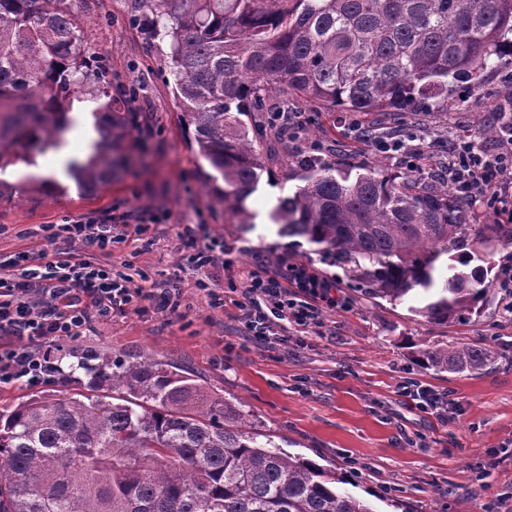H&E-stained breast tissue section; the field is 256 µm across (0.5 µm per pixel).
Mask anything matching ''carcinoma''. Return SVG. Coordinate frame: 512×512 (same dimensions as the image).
<instances>
[{
  "label": "carcinoma",
  "instance_id": "carcinoma-1",
  "mask_svg": "<svg viewBox=\"0 0 512 512\" xmlns=\"http://www.w3.org/2000/svg\"><path fill=\"white\" fill-rule=\"evenodd\" d=\"M84 0H0V173L54 151L73 101L92 111L97 139L67 176L86 193L127 164L123 102L86 65ZM169 40L173 97L216 192L251 223L256 191L288 96L323 112L397 110L415 116L456 104L450 81L512 55V0H133ZM302 181L273 214L279 233L319 246L367 297L401 302L437 326L464 324L494 292L477 249L512 244L511 224H478L448 180L419 170L354 172L311 154ZM30 174L0 179V199L45 193ZM436 373L493 365L488 346L415 345ZM94 395L33 398L0 413V512H373L317 463L252 431L239 407L201 390L183 367L90 354Z\"/></svg>",
  "mask_w": 512,
  "mask_h": 512
}]
</instances>
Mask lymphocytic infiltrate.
Instances as JSON below:
<instances>
[{"instance_id":"obj_1","label":"lymphocytic infiltrate","mask_w":512,"mask_h":512,"mask_svg":"<svg viewBox=\"0 0 512 512\" xmlns=\"http://www.w3.org/2000/svg\"><path fill=\"white\" fill-rule=\"evenodd\" d=\"M499 133L493 146L470 141L456 147L444 172L460 196L477 208H496L503 193H512V111L497 110ZM498 187L487 195V187ZM45 239L55 245V257L18 252L0 259V383L24 379L39 383L61 339L82 335L93 318L139 309L152 303L159 312L175 305L178 278L149 285L132 275L99 263L111 256L113 244L142 237L146 217L136 223H115L112 214L67 217L42 225ZM211 305H233L249 335L264 342L272 322L301 329L322 327L323 310L339 307L333 284L297 264L272 272L258 266L244 272L240 285L222 292L198 281Z\"/></svg>"}]
</instances>
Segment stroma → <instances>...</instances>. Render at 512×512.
Here are the masks:
<instances>
[{
	"mask_svg": "<svg viewBox=\"0 0 512 512\" xmlns=\"http://www.w3.org/2000/svg\"><path fill=\"white\" fill-rule=\"evenodd\" d=\"M83 45L90 64L104 62L107 81L126 92L129 163L111 184L88 194L69 184L50 199L0 200V253L54 254L36 236L41 224L67 216L99 214L113 205L132 215H159L150 225L154 244L143 252L133 242L112 248L114 269L139 270L151 280L180 276V307L172 315L153 308L96 319L79 336L61 339L47 381L0 384V412L35 396L86 394L90 376L78 364L88 351L126 362L172 361L192 373L203 390L239 403L257 431L286 451L311 459L336 476L375 512H512V314L489 306L466 324L437 326L412 315L407 304L361 296L343 271L331 266L317 245L282 236L270 218L280 198L300 184L289 177L286 151L319 148L323 157L362 168L392 166L361 128L372 124L393 136L406 135V118L353 112H317L293 101L301 128L295 140L277 147L256 192L246 201L250 225L238 224L210 188L212 170L192 143L171 93V75L161 74L169 44L151 28L129 22L131 0H85ZM512 56L493 62L477 76L453 84L456 105L431 113L416 130L431 142L430 162L446 158L448 147L473 136L503 98ZM229 250L232 266L216 261L203 273L191 269L197 249ZM308 266L336 283L342 306L323 314L321 333L286 328L285 344L257 346L233 306L211 307L196 286L207 275L217 287L238 282L242 269L282 263ZM491 345L495 364L483 371L435 373L416 366V343ZM416 381L447 394L456 405L449 422L409 409L397 389Z\"/></svg>",
	"mask_w": 512,
	"mask_h": 512,
	"instance_id": "stroma-1",
	"label": "stroma"
}]
</instances>
